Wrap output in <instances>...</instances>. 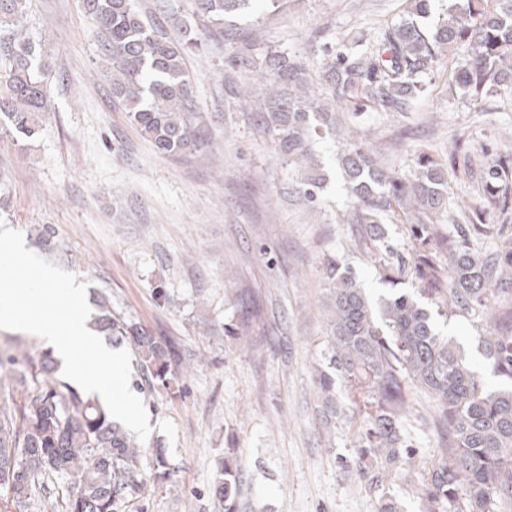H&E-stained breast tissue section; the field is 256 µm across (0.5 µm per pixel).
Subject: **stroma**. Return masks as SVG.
<instances>
[{
  "instance_id": "obj_1",
  "label": "stroma",
  "mask_w": 512,
  "mask_h": 512,
  "mask_svg": "<svg viewBox=\"0 0 512 512\" xmlns=\"http://www.w3.org/2000/svg\"><path fill=\"white\" fill-rule=\"evenodd\" d=\"M406 0H283L278 11L254 5L232 16L261 28L262 45L312 58V42L342 43L385 27ZM26 24L42 39L53 77L40 135L27 147L0 143V223L32 244L55 231L48 260L86 282L88 302L108 294L114 308L175 344L181 397L130 385L173 467L147 484L126 512H224L212 494L216 465L234 449L243 472L238 512H380L385 497L402 512H422L426 468L439 446L429 399L418 392L404 422L411 469L375 479L355 448L356 411L344 387V413L324 428L314 366L326 346L325 264L353 268L372 299L389 285L373 265L357 225L347 223L336 153L356 142L388 171L408 170L416 155L447 158L456 137L475 145L469 174L450 178L448 195L475 194L485 158L479 146L512 150V86L479 104L452 93L454 65L440 59L408 116L347 108L339 137L320 142L326 181L309 203L273 150L254 106L234 94L248 81L220 34L198 28L202 49L188 57L195 95L208 112L213 152L164 157L112 99L101 44L82 0H29ZM254 302L251 335L234 336L238 295Z\"/></svg>"
}]
</instances>
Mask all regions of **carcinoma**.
Segmentation results:
<instances>
[{
    "mask_svg": "<svg viewBox=\"0 0 512 512\" xmlns=\"http://www.w3.org/2000/svg\"><path fill=\"white\" fill-rule=\"evenodd\" d=\"M250 0H192L193 15L216 27L229 45L255 46L259 30L224 26ZM435 0H411L400 20L374 39L319 44L310 64L283 51L234 53L232 62L252 80L236 91L244 104L259 101V122L275 139L276 153L304 171L305 199L318 202L320 165L314 141L336 133V111L375 107L387 115L411 111L427 90L440 58L454 60V82L474 102L512 85V0H452L431 29ZM101 38L112 74V97L153 149L193 155L211 147L210 123L193 96L189 53L202 46L194 28L181 37L141 13L135 0H83ZM28 0H0V137L15 145L35 139L47 111L49 64L41 43L24 28ZM470 144L454 142L443 164L425 154L402 174L385 171L364 148L347 143L336 154L349 198L347 223L357 224L373 247L371 260L393 286L411 281L409 293L370 300L352 268L341 260L325 270L327 343L316 379L325 425L336 420V383L347 387L358 412L360 458L386 469L411 457L403 421L418 388L433 402L432 424L442 433L428 472L422 512H512V234L491 221L512 212V150L492 152L481 188L464 223L441 228L448 216V174L457 172ZM410 217L408 248L387 238L389 214ZM495 240L490 251L470 237ZM235 335L252 329L253 303L243 298ZM437 315L480 329L479 348L499 385L488 387L450 338ZM96 331L129 341L150 388L183 392L171 343L99 301ZM13 409L0 413V486L16 506L38 512H125L128 497L170 470L163 450L147 457L98 398L57 374L50 358L16 356ZM242 474L234 449L225 450L213 492L224 512H238Z\"/></svg>",
    "mask_w": 512,
    "mask_h": 512,
    "instance_id": "cac0c4a2",
    "label": "carcinoma"
}]
</instances>
